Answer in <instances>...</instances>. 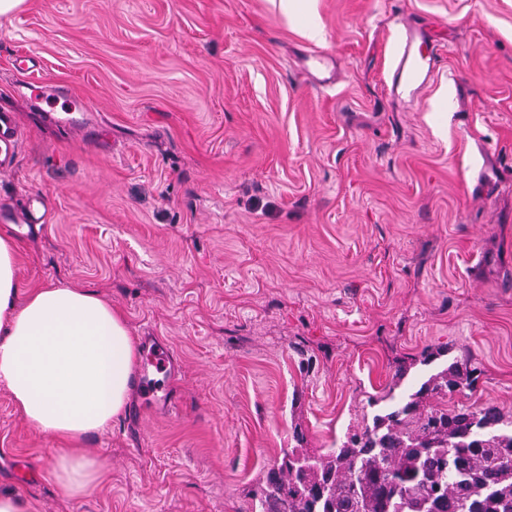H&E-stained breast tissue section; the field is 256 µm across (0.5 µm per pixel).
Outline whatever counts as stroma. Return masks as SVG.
<instances>
[{
  "instance_id": "stroma-1",
  "label": "stroma",
  "mask_w": 512,
  "mask_h": 512,
  "mask_svg": "<svg viewBox=\"0 0 512 512\" xmlns=\"http://www.w3.org/2000/svg\"><path fill=\"white\" fill-rule=\"evenodd\" d=\"M407 21L447 46L411 103ZM34 84L94 109L36 107ZM1 112L22 278L98 292L177 361L170 411L136 390L83 440L103 478L77 498L0 384V492L29 512H258L284 451L339 447L369 397L467 356L483 374L453 403L512 419V0H26L0 18ZM30 205L46 221L18 232ZM0 124H3L8 130V136L0 135V142L3 141V147L0 145V165L6 168L14 153L15 144L18 138V128L15 117L11 113H3L0 115ZM3 154V158L2 157Z\"/></svg>"
}]
</instances>
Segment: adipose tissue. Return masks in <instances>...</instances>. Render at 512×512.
Instances as JSON below:
<instances>
[{"mask_svg": "<svg viewBox=\"0 0 512 512\" xmlns=\"http://www.w3.org/2000/svg\"><path fill=\"white\" fill-rule=\"evenodd\" d=\"M137 350L126 316L96 292L24 286L19 245L0 233V382L29 424L60 441L50 470L67 496L97 484L102 464L79 442L124 414Z\"/></svg>", "mask_w": 512, "mask_h": 512, "instance_id": "1", "label": "adipose tissue"}]
</instances>
